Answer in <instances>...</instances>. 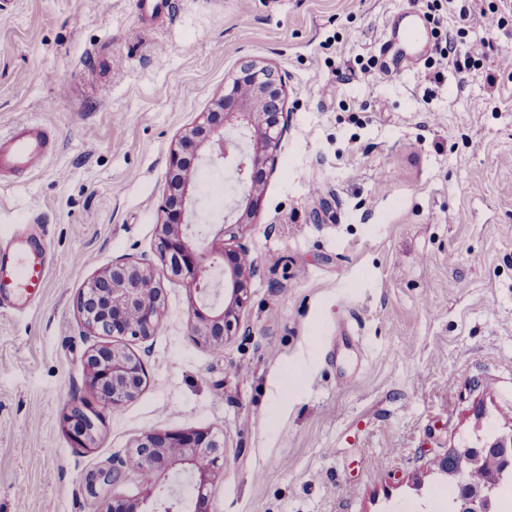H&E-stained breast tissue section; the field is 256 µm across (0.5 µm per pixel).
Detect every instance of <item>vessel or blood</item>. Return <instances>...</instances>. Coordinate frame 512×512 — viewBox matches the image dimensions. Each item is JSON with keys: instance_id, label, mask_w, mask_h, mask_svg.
<instances>
[{"instance_id": "1", "label": "vessel or blood", "mask_w": 512, "mask_h": 512, "mask_svg": "<svg viewBox=\"0 0 512 512\" xmlns=\"http://www.w3.org/2000/svg\"><path fill=\"white\" fill-rule=\"evenodd\" d=\"M137 11L144 20H157L171 13L170 0H137ZM428 29V23L421 14L411 12L406 22H392L388 37L379 45L382 56L388 57L390 64L386 74H399L412 71L420 62L415 53ZM48 157V147L38 124L25 121L14 129L0 135V172H33ZM46 257L42 253L12 254L0 260V296L14 303L27 304L35 299L46 286Z\"/></svg>"}]
</instances>
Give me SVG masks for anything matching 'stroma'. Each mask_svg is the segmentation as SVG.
I'll return each mask as SVG.
<instances>
[{"mask_svg": "<svg viewBox=\"0 0 512 512\" xmlns=\"http://www.w3.org/2000/svg\"><path fill=\"white\" fill-rule=\"evenodd\" d=\"M171 6L144 22L135 0H0V133L32 120L54 146L0 176V243L26 224L49 257L43 294L0 306V512H100L90 485L114 465L116 495L144 496L154 430L223 441L208 512H448L436 461L512 431V12L489 34L500 0ZM403 10L435 21L417 72L391 78L378 42ZM246 59L282 76L288 129L253 224L193 223L258 265L215 349L154 242L177 138ZM123 258L151 263L162 322L116 338L146 381L82 449L62 415L100 339L78 299Z\"/></svg>", "mask_w": 512, "mask_h": 512, "instance_id": "35a3bbf8", "label": "stroma"}]
</instances>
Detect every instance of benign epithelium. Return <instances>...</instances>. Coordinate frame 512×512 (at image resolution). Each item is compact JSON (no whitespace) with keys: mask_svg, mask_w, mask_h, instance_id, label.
<instances>
[{"mask_svg":"<svg viewBox=\"0 0 512 512\" xmlns=\"http://www.w3.org/2000/svg\"><path fill=\"white\" fill-rule=\"evenodd\" d=\"M220 118L206 113L203 122L192 127L195 136L183 135L174 153L164 210L168 219L158 225L155 251L171 272L187 281L197 294L191 306V336L211 347L224 346L239 324L246 301L249 279L257 264L243 245L233 250L207 251L196 237L194 218L197 188L192 172L183 170L182 154L224 162L240 187L227 220L233 226L253 223L261 184L258 173L274 166L276 151L287 121L284 81L266 66L249 62L240 68L231 89L214 101ZM222 281L212 287L214 269ZM163 288L147 262L118 260L97 274L78 301V309L95 336L146 338L160 327ZM87 384L106 408H118L134 399L145 383L143 361L118 346L101 345L88 354ZM64 426L80 448L96 444L102 424L101 412L72 398L67 405ZM210 433L182 434L154 431L136 445L139 470L147 485L145 496L122 501L123 512H200L202 490L223 477V452ZM501 460L498 472L477 476L487 446H467L454 454L451 475L458 487L452 503L454 512H492V497L503 478L512 473V432L492 444ZM171 472V481L159 485L158 470ZM186 479L191 496L183 498L176 478Z\"/></svg>","mask_w":512,"mask_h":512,"instance_id":"7a95c632","label":"benign epithelium"}]
</instances>
